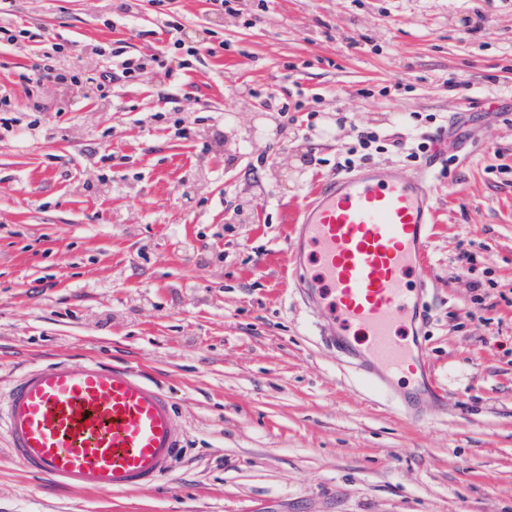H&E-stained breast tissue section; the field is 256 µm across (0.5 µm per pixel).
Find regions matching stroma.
Listing matches in <instances>:
<instances>
[{
  "label": "stroma",
  "mask_w": 512,
  "mask_h": 512,
  "mask_svg": "<svg viewBox=\"0 0 512 512\" xmlns=\"http://www.w3.org/2000/svg\"><path fill=\"white\" fill-rule=\"evenodd\" d=\"M118 3L16 0L34 36L0 48L14 111L42 34L97 44L87 69L145 50L151 6L105 24ZM257 6L173 0L223 43L178 87L151 69L91 97L48 84L41 139L0 130V384L96 356L158 382L184 430L168 478L112 493L33 479L0 439V512H512V0H271L249 24ZM359 125L444 126L456 151L422 375L346 366L289 274L291 212L344 173ZM99 147L113 158L79 164Z\"/></svg>",
  "instance_id": "1"
}]
</instances>
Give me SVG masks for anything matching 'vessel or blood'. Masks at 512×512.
Masks as SVG:
<instances>
[{"instance_id":"1","label":"vessel or blood","mask_w":512,"mask_h":512,"mask_svg":"<svg viewBox=\"0 0 512 512\" xmlns=\"http://www.w3.org/2000/svg\"><path fill=\"white\" fill-rule=\"evenodd\" d=\"M439 162L430 155L404 177L381 165L350 170L296 212L287 241L293 272L322 335L356 369H403L419 348L410 327L428 284ZM0 434L28 475L107 492L168 476L183 440L158 383L96 359L44 362L9 380Z\"/></svg>"}]
</instances>
